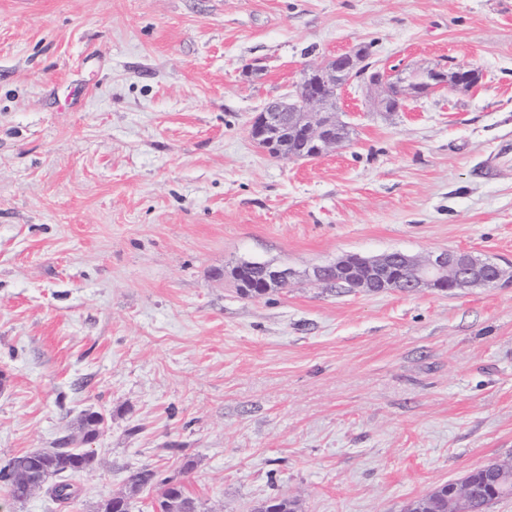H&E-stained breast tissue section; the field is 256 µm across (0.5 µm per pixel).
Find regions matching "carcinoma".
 <instances>
[{"label":"carcinoma","mask_w":512,"mask_h":512,"mask_svg":"<svg viewBox=\"0 0 512 512\" xmlns=\"http://www.w3.org/2000/svg\"><path fill=\"white\" fill-rule=\"evenodd\" d=\"M259 276L257 269L233 274L239 294L253 297L251 283ZM72 443V439L63 437L54 448L33 450L0 463V489L13 501L27 499L28 488L15 478V472L26 467H37L50 480L46 487L49 499L60 505L68 503L76 493L72 476L79 473L73 462L76 449L70 447ZM465 480L472 486L473 512H485L490 504L512 498V488L505 489L492 475L483 471L473 470ZM126 481L132 493L144 488L154 491L150 503L151 512H203L202 503L186 492L184 480L178 475H166L144 465L129 470ZM267 503L273 507L274 512H299L298 500L288 496L270 498ZM412 505L413 508L408 512H446L448 485H440L430 494L412 501Z\"/></svg>","instance_id":"obj_1"}]
</instances>
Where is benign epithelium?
I'll use <instances>...</instances> for the list:
<instances>
[{"label": "benign epithelium", "mask_w": 512, "mask_h": 512, "mask_svg": "<svg viewBox=\"0 0 512 512\" xmlns=\"http://www.w3.org/2000/svg\"><path fill=\"white\" fill-rule=\"evenodd\" d=\"M367 70V57L357 47L306 67L295 95L275 99L262 108L253 123L252 138L275 157L313 159L326 154L345 140L346 125L336 113V91L363 77ZM420 84L433 91L446 85L465 87L467 81L461 69L451 72L427 69L402 78L397 85L400 98L418 95ZM367 86L377 91L373 104L387 109L392 96L389 76L379 71L367 80ZM282 140H304L309 148L293 155L281 149ZM312 276L318 282H331L339 288L349 283L354 291L362 293L397 288L413 294L431 288L456 294L468 288L493 287L505 278L506 271L495 262L463 250H445L426 256L395 251L374 257L347 254L333 263L314 267ZM291 277L292 271L286 266L262 265L258 285L261 295L285 286ZM467 493L468 486L464 483L448 484V512H462L461 504Z\"/></svg>", "instance_id": "7a95c632"}]
</instances>
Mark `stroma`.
I'll use <instances>...</instances> for the list:
<instances>
[{
  "instance_id": "stroma-1",
  "label": "stroma",
  "mask_w": 512,
  "mask_h": 512,
  "mask_svg": "<svg viewBox=\"0 0 512 512\" xmlns=\"http://www.w3.org/2000/svg\"><path fill=\"white\" fill-rule=\"evenodd\" d=\"M357 43L479 80L398 112L352 81L345 143L266 155L261 109ZM447 249L512 272V0H0V462L105 417L61 512L144 464L205 512H405L512 461V281L312 278ZM247 260L293 276L241 296ZM391 270L397 273L396 279L386 276ZM312 276L321 283H336L339 288L349 283L353 292L374 293L378 288H397L413 294L431 288L456 294L468 288L496 286L505 278L506 271L495 262L463 250H445L426 256L395 251L374 257L347 254L333 263L314 267Z\"/></svg>"
}]
</instances>
